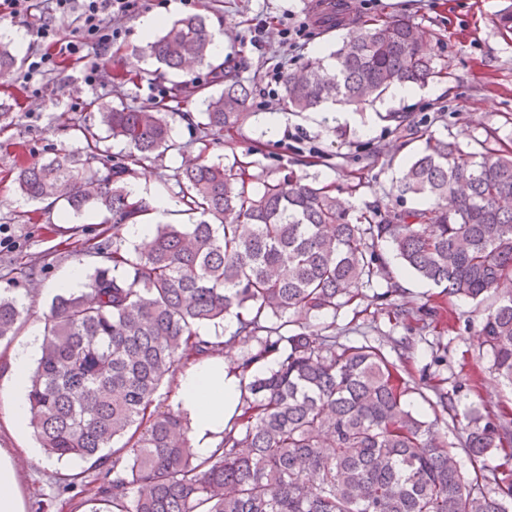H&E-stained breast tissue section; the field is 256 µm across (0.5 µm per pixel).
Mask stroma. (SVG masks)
Returning a JSON list of instances; mask_svg holds the SVG:
<instances>
[{"instance_id": "35a3bbf8", "label": "stroma", "mask_w": 512, "mask_h": 512, "mask_svg": "<svg viewBox=\"0 0 512 512\" xmlns=\"http://www.w3.org/2000/svg\"><path fill=\"white\" fill-rule=\"evenodd\" d=\"M171 1L136 0L128 15L113 19L118 36L101 64L104 75L97 86L85 83L78 64L64 65L39 97L15 81L0 86V106L9 108L13 117L10 125L0 128V294L17 297L27 309L21 336L42 333L44 317L58 292L56 284L70 269L87 275L106 264L103 252L75 254V239L105 242L112 234L105 229L106 212L89 209L66 216L61 206L22 198L15 191V173L21 165L80 151L88 131L103 137L114 156L126 154L123 143L108 138L100 112L90 103L137 106L176 82V75L146 57L136 62L141 78L119 87L112 84L111 73L125 68L133 49L145 44L138 28L145 15L161 16L166 23L187 15L206 16L210 28L223 29V58L235 64L237 76L253 94L250 114L240 128L201 147L182 115L200 114L204 94L219 92L222 86L210 82L205 68H193V77L205 86L204 94L170 103L172 135L185 143L186 152H169L156 162L134 166L128 182L142 184L144 197L174 199L175 171L203 151L209 159L227 164L248 158L247 173L257 190L264 180L290 174L331 186L357 215L376 204L414 206V199H398L395 184L405 162L421 150L423 135L456 141L463 151L471 152L493 128L501 147L512 151V40L494 24L498 11L512 0H346L352 17L408 21L425 35L439 65L448 69L447 75L434 78L413 98L383 100L346 116L283 111L281 96L269 94L266 86L267 73L280 67L295 71L314 53L328 55L344 36V29L326 30L315 21V0H175L180 4L175 11ZM287 26L305 28L306 39L293 47L284 44L281 31ZM386 112L407 114L420 138L408 139L394 124L383 121ZM273 114L281 122L275 136L268 135L266 128V119ZM18 256L31 263V273L10 270V262ZM373 294V288H362L355 303L314 317L313 322L339 332L349 328L372 339L386 333L403 336V326L390 321ZM489 307L486 301L453 300V331L417 342L409 366L413 377L435 373L445 378L446 388L456 389L454 412L461 426L472 410L493 416L512 409V385L490 374V357L479 334ZM439 346L447 351L442 366L433 363ZM8 368L7 358L0 354V448L11 449L19 460L25 512H34L32 505L41 498L50 501L48 512H89L82 498L64 506L53 500L56 474L84 470V463L47 459L33 434L20 435L8 427L10 396L3 382ZM477 372L482 381L476 390H468Z\"/></svg>"}]
</instances>
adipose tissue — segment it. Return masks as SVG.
Listing matches in <instances>:
<instances>
[{"instance_id":"ef3b65f1","label":"adipose tissue","mask_w":512,"mask_h":512,"mask_svg":"<svg viewBox=\"0 0 512 512\" xmlns=\"http://www.w3.org/2000/svg\"><path fill=\"white\" fill-rule=\"evenodd\" d=\"M41 344V337H28L16 349L10 364V388L15 398L11 418L20 432L31 419L26 399L28 363ZM231 366L230 360L217 354L188 365L178 375L175 403L189 420L191 443L199 456L209 455L216 447L238 404L239 380L231 374Z\"/></svg>"}]
</instances>
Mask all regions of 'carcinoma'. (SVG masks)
<instances>
[{"label": "carcinoma", "mask_w": 512, "mask_h": 512, "mask_svg": "<svg viewBox=\"0 0 512 512\" xmlns=\"http://www.w3.org/2000/svg\"><path fill=\"white\" fill-rule=\"evenodd\" d=\"M326 23L347 27L330 64L312 57L285 77L283 105L313 112L335 104L363 107L393 86H423L441 74L410 23L351 21L340 0ZM203 15L166 25L136 58L181 74L192 62L224 77L204 97V136L219 140L249 115L251 91L214 59ZM16 56L0 44V85ZM108 136L130 163L185 145L175 141L169 106H101ZM426 138L396 184L424 208L373 206L359 217L326 186L288 176L256 192L245 167L200 155L174 174L182 212L201 220L159 224L133 249L112 248L86 291L55 296L45 316L41 356L27 399L33 434L49 458L78 459L97 471L57 476L59 494H88L90 512H512V417L471 414L459 446L439 424L455 427L454 398L435 374L412 388L404 378L412 338L453 328L444 309L416 306L390 259L448 297L496 306L482 320L491 371L512 384V152ZM95 134L82 154L63 153L18 168L17 191L79 214L107 212L112 227L138 224L155 210L128 189L126 164L110 163ZM383 283L375 299L409 336L388 358L368 337L341 342L290 314L318 315L349 305L359 290ZM25 309L0 296V342L17 336ZM235 318L229 336H211ZM254 343L230 369L240 379L239 414L216 448L196 454L180 411L151 410L164 380L187 365ZM418 391L429 411L407 396ZM495 455L490 474L466 482L458 453Z\"/></svg>", "instance_id": "cac0c4a2"}]
</instances>
